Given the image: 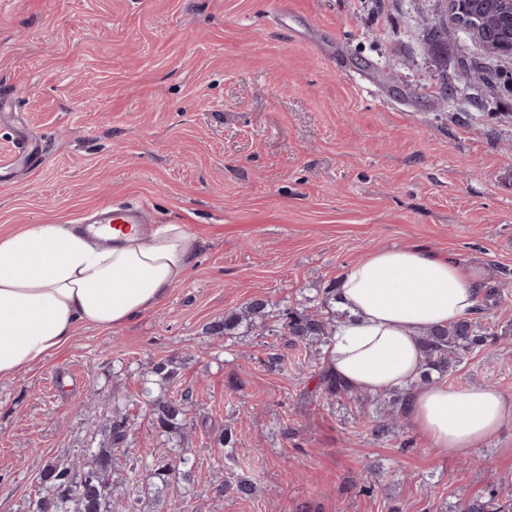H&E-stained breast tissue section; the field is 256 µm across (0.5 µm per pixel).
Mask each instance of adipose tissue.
<instances>
[{"label":"adipose tissue","instance_id":"1","mask_svg":"<svg viewBox=\"0 0 512 512\" xmlns=\"http://www.w3.org/2000/svg\"><path fill=\"white\" fill-rule=\"evenodd\" d=\"M198 248L182 224L109 235L28 224L0 235V378L61 349L77 324L114 329L158 305L189 275ZM480 278L450 255L381 248L346 266L333 296L345 316L325 357L329 373L354 393L408 388V419L451 456L512 422V397L499 389L417 383L419 337L471 314Z\"/></svg>","mask_w":512,"mask_h":512}]
</instances>
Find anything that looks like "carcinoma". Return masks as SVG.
<instances>
[{
    "mask_svg": "<svg viewBox=\"0 0 512 512\" xmlns=\"http://www.w3.org/2000/svg\"><path fill=\"white\" fill-rule=\"evenodd\" d=\"M483 5L484 26L482 37L487 43L507 46L512 43V11L504 12L497 7L500 0H479ZM268 303L256 299L248 303L241 314H232L210 326L211 333L223 336L236 329L244 320L265 315ZM333 328L332 319L318 313L309 314L302 310H288L283 314L281 329L283 335L293 344H310L327 341ZM493 338L491 328L480 321L465 317L446 327L433 328L420 339L425 357L426 371L423 378L432 374L441 377L452 374L464 356L487 345ZM151 376L162 384L174 382L177 372L172 362L157 363ZM149 396L152 424L155 431L173 435L181 430L186 419L189 393L169 397L161 394ZM373 424L372 431L383 436L397 427V413L389 419L378 420L368 417ZM130 425L119 405H114L110 425L111 441L107 444H91L82 449L77 460H58L48 463L38 476V485L30 499L29 512H112L113 498L117 485L113 475L117 471L118 453L123 451ZM195 462L182 456H154L140 461V467L132 468L129 479L131 491L128 498V512H162L165 496L171 485L193 481Z\"/></svg>",
    "mask_w": 512,
    "mask_h": 512,
    "instance_id": "carcinoma-1",
    "label": "carcinoma"
}]
</instances>
